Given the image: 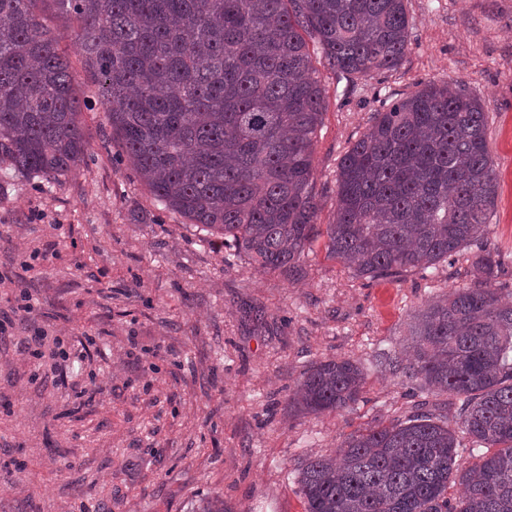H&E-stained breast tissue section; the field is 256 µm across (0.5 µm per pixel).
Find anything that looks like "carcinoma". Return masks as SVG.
I'll return each instance as SVG.
<instances>
[{
  "instance_id": "cac0c4a2",
  "label": "carcinoma",
  "mask_w": 512,
  "mask_h": 512,
  "mask_svg": "<svg viewBox=\"0 0 512 512\" xmlns=\"http://www.w3.org/2000/svg\"><path fill=\"white\" fill-rule=\"evenodd\" d=\"M36 0H0V164L63 175L85 158L81 102ZM97 76L105 119L166 207L265 272L292 271L319 234L312 154L326 65L362 79L410 46L405 0H53ZM479 100L449 82L383 104L340 165L326 249L357 276L429 268L483 238L496 176ZM484 278L410 325L403 373L458 402L346 436L295 471L306 512H512V304ZM364 378L349 359L304 371L288 407L334 412ZM461 431L485 448L456 463ZM457 496L448 498V489ZM194 512H224L206 496Z\"/></svg>"
}]
</instances>
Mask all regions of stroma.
I'll return each mask as SVG.
<instances>
[{"instance_id":"stroma-1","label":"stroma","mask_w":512,"mask_h":512,"mask_svg":"<svg viewBox=\"0 0 512 512\" xmlns=\"http://www.w3.org/2000/svg\"><path fill=\"white\" fill-rule=\"evenodd\" d=\"M410 50L382 76L350 81L321 57L322 122L313 146L318 224L331 223L339 164L385 101L453 81L487 114L498 190L484 239L435 267L374 279L328 256L265 273L216 248L164 207L105 122L99 86L63 38L82 102L87 157L53 179L0 168V312L28 289L34 310L0 335V512H192L220 494L227 512H304L294 469L346 435L455 401L389 370L405 360L413 315L432 297L492 279L512 301V0H406ZM42 252L23 269L31 252ZM93 337L67 383L22 355L31 336ZM348 359L355 403L298 415L288 396L312 364ZM94 399H87V392Z\"/></svg>"}]
</instances>
